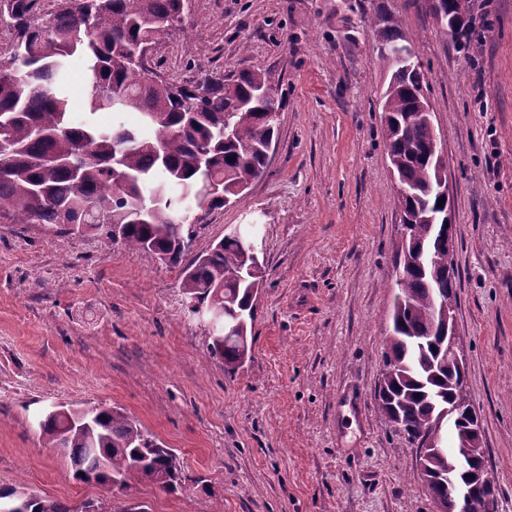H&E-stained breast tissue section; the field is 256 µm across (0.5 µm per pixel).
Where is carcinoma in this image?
I'll return each mask as SVG.
<instances>
[{"mask_svg": "<svg viewBox=\"0 0 512 512\" xmlns=\"http://www.w3.org/2000/svg\"><path fill=\"white\" fill-rule=\"evenodd\" d=\"M185 0H55L45 14L38 0H0V21L13 31L12 44L0 53V217L15 224H52L59 234L104 232L121 225L119 239L129 253L149 250L174 266L183 261L191 234L192 201L210 210L224 207V196L267 169L280 101L260 73L241 72L228 83L207 77L188 86L164 78L149 81V69L133 56V47L155 45L172 34ZM446 28L470 34L461 0H442ZM377 59L391 71L383 95V139L393 173L409 197L408 235L395 254L400 275L387 338L389 375L382 379L378 409L406 435L408 442L443 432L452 424L455 446L445 442L426 449L422 480L438 476L430 487L447 512H457L455 486L466 478L452 468V454L468 434L459 419H440L453 403L471 406L466 365L439 350L448 329L446 299L457 301L448 271V248L434 237L447 199L436 195L432 158L433 113L419 100L425 84L421 63L403 68L381 49L405 41L391 15L377 17ZM79 57L90 81L84 107L76 116L62 91L68 65ZM138 112L139 128L122 123L104 127L99 112ZM235 127L224 139V116ZM217 191L200 194L204 180ZM181 290L198 309L215 315L210 351L233 372L248 347L253 320L252 294L263 281L262 269L243 260L242 243L224 238L182 270ZM38 426L50 448L68 454L74 476L120 490L135 477L165 492L182 486L173 449L159 443L117 408L43 412ZM499 487L490 481L470 495L465 512H488ZM26 502L27 512H91L47 495L0 488V512Z\"/></svg>", "mask_w": 512, "mask_h": 512, "instance_id": "carcinoma-1", "label": "carcinoma"}]
</instances>
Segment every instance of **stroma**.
I'll return each mask as SVG.
<instances>
[{
  "mask_svg": "<svg viewBox=\"0 0 512 512\" xmlns=\"http://www.w3.org/2000/svg\"><path fill=\"white\" fill-rule=\"evenodd\" d=\"M459 47L428 0H187L149 68L241 70L281 100L264 175L199 210L190 256L251 229L264 269L235 372L210 353L179 268L100 233L0 218V488L98 512H435L413 446L377 408L400 238L373 20L398 18L426 74L454 215L455 326L482 448L512 512V0H467ZM120 409L173 448L168 494L74 479L45 408Z\"/></svg>",
  "mask_w": 512,
  "mask_h": 512,
  "instance_id": "stroma-1",
  "label": "stroma"
}]
</instances>
